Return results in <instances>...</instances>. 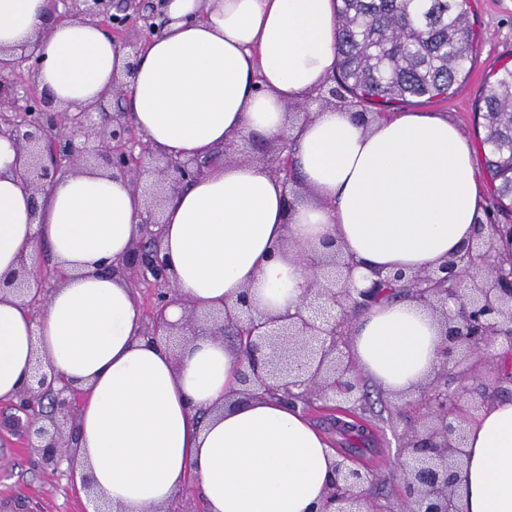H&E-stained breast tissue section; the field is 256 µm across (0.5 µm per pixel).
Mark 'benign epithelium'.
I'll use <instances>...</instances> for the list:
<instances>
[{
    "label": "benign epithelium",
    "mask_w": 512,
    "mask_h": 512,
    "mask_svg": "<svg viewBox=\"0 0 512 512\" xmlns=\"http://www.w3.org/2000/svg\"><path fill=\"white\" fill-rule=\"evenodd\" d=\"M80 18L96 17L118 37L135 21L150 30L155 14H144L131 4L112 5L110 0H84ZM126 66L124 77L114 80L112 92L83 112L54 108L53 102L36 93L41 56L30 47L19 60L0 61V135L15 141L24 158L23 179L37 195L47 194L67 173L68 165L81 162L119 173L139 187L153 178L144 211L139 215V233L116 271L129 280L152 287L147 335L169 344L174 337L195 336L204 328L215 339L232 332L241 349L238 393L253 397L280 392L286 399L339 405V412L354 411L360 398L347 336L351 319L369 308L389 285L421 303L439 317L443 347L439 365L422 390L421 423L404 434L400 448V470L405 483V512H460L458 477L465 456V413L473 396L485 395L478 383L474 359L496 339L512 340V266L498 257L497 242L503 230L489 226L478 241L432 271H397L373 281L371 287L355 291L353 263L335 242L329 251L307 260L311 286L295 311L270 316L261 312L242 294L233 304L199 312L192 307L184 322L171 324L166 308L181 302L168 274L161 250L164 202L205 172L207 162L195 157L162 153L128 118V113L110 111L111 100H122L135 75L137 55ZM27 66V81L17 79V69ZM285 182L295 179L291 138L279 136L277 152L262 156ZM456 288L448 293V280ZM41 280L38 263H22L6 286L33 307L43 301L41 290L32 283ZM453 369L458 386L448 389V369ZM79 388L51 365L37 363L33 383L26 386L14 407L27 416L28 439L44 464L59 467L63 459L74 460L76 449L64 432L73 424L79 405ZM374 476L366 467L353 465L339 455L334 478L319 512H373L370 487Z\"/></svg>",
    "instance_id": "1"
}]
</instances>
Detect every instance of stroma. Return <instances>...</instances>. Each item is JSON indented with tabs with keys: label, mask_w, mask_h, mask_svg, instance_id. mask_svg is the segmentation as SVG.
<instances>
[{
	"label": "stroma",
	"mask_w": 512,
	"mask_h": 512,
	"mask_svg": "<svg viewBox=\"0 0 512 512\" xmlns=\"http://www.w3.org/2000/svg\"><path fill=\"white\" fill-rule=\"evenodd\" d=\"M473 8L482 31L475 65L448 99L411 103V112H435L448 117L467 138H474L472 115L486 76L512 63V0H475ZM366 419L370 442L356 459L374 471L372 500L377 512H403L404 488L396 471L402 433L413 425L418 393L390 396L371 385ZM26 417L0 402V512H89L90 498L67 470L42 464L23 445Z\"/></svg>",
	"instance_id": "1"
}]
</instances>
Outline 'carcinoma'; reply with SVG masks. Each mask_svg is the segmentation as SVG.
<instances>
[{"label":"carcinoma","mask_w":512,"mask_h":512,"mask_svg":"<svg viewBox=\"0 0 512 512\" xmlns=\"http://www.w3.org/2000/svg\"><path fill=\"white\" fill-rule=\"evenodd\" d=\"M336 95L356 112L444 99L474 62L477 18L470 0H336ZM499 118L481 140L493 223L512 217V67L483 87L474 120Z\"/></svg>","instance_id":"cac0c4a2"}]
</instances>
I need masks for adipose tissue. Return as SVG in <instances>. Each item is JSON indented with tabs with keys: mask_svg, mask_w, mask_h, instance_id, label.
<instances>
[{
	"mask_svg": "<svg viewBox=\"0 0 512 512\" xmlns=\"http://www.w3.org/2000/svg\"><path fill=\"white\" fill-rule=\"evenodd\" d=\"M168 22L139 56L126 106L170 153L204 157L244 134L289 129L304 200L269 165L241 156L174 195L162 250L181 303L200 309L240 294L262 311L295 310L310 273L301 262L336 240L375 272L433 269L475 237L486 189L471 141L444 116L396 112L369 123L315 100L336 67V0H168ZM49 0H0V59L41 39L40 86L70 112L112 89L128 56L99 23L45 29ZM22 158L0 136V279L44 244L61 271L40 315L0 291V401L15 398L36 359L86 397L76 423L77 471L112 512H163L195 478L208 512H317L337 460L298 405L237 402V348L212 340L173 353L144 336L131 288L110 266L138 232L143 199L121 176L78 170L33 198ZM440 324L409 298L362 312L349 347L361 375L389 393L423 383L439 361ZM461 512H512V397L467 423Z\"/></svg>",
	"mask_w": 512,
	"mask_h": 512,
	"instance_id": "1",
	"label": "adipose tissue"
}]
</instances>
